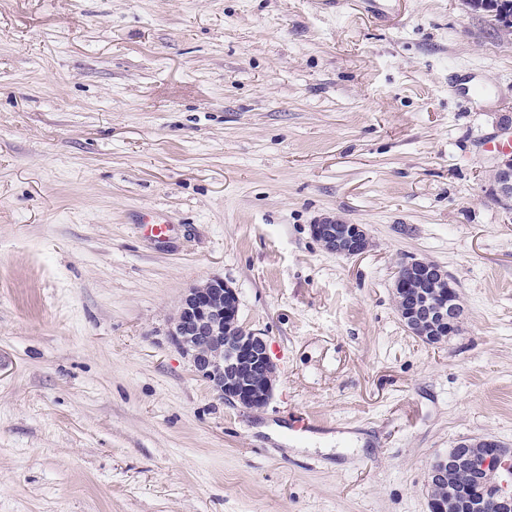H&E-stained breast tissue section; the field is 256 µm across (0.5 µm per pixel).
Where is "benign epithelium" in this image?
<instances>
[{"label": "benign epithelium", "instance_id": "1", "mask_svg": "<svg viewBox=\"0 0 512 512\" xmlns=\"http://www.w3.org/2000/svg\"><path fill=\"white\" fill-rule=\"evenodd\" d=\"M467 7L496 17L500 0H467ZM492 193L506 203L512 200V154L491 170ZM311 234L330 252L358 256L368 251L371 239L361 224H345L325 217L311 225ZM407 271L433 274L441 281L452 277L444 268L428 261L412 260ZM408 288L406 275L398 276L393 285L397 311L409 332L415 313L401 306V296ZM239 297L235 288L216 277L186 291L177 313L171 318L168 336L172 344L189 362L194 374L207 382L219 398L244 409L259 410L270 400L276 381V365L268 343L261 333L248 329L240 322ZM443 331L454 335L463 320L464 310H436ZM476 446L482 452L462 457L449 451L431 464L427 485L446 470L470 462L471 484L458 495L474 501L472 507L482 512H512V449L492 437L466 439L460 448Z\"/></svg>", "mask_w": 512, "mask_h": 512}]
</instances>
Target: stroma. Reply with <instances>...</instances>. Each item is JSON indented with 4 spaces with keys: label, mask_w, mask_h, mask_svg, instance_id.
<instances>
[{
    "label": "stroma",
    "mask_w": 512,
    "mask_h": 512,
    "mask_svg": "<svg viewBox=\"0 0 512 512\" xmlns=\"http://www.w3.org/2000/svg\"><path fill=\"white\" fill-rule=\"evenodd\" d=\"M399 8L0 0V512H428L437 455L512 447V40ZM413 258L457 283L446 342L398 315ZM213 277L277 366L261 410L167 335ZM492 193L498 200L507 203L512 200V154L502 153V159L491 170ZM325 217L311 224V234L330 252L344 256H358L368 251L371 239L360 224Z\"/></svg>",
    "instance_id": "1"
}]
</instances>
